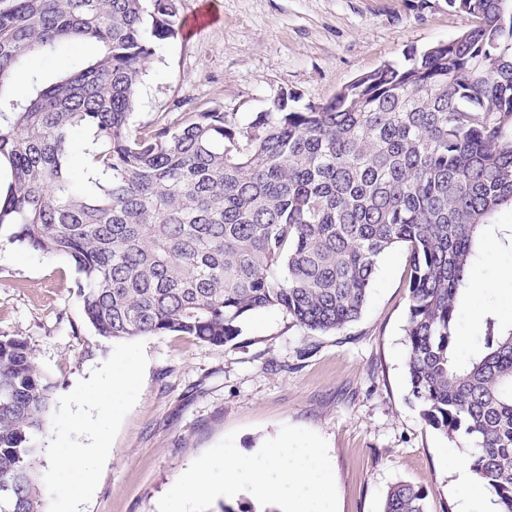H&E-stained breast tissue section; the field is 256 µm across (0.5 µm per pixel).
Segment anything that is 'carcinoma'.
Here are the masks:
<instances>
[{
	"label": "carcinoma",
	"instance_id": "obj_1",
	"mask_svg": "<svg viewBox=\"0 0 512 512\" xmlns=\"http://www.w3.org/2000/svg\"><path fill=\"white\" fill-rule=\"evenodd\" d=\"M178 0H0V192L8 240L70 257L98 335L178 333L227 344L251 312L340 332L378 258L405 245L406 367L427 425L473 444L470 467L512 512V326L485 320L458 355V307L501 207L512 206V0H452L476 20L321 104L280 93L237 123L218 108L133 125L137 87L179 30ZM91 42L86 66L45 82L29 62ZM29 72L32 94L11 77ZM87 139L83 161L72 129ZM55 383L27 342L0 335V484L8 512H44L39 437ZM391 486L383 512H428Z\"/></svg>",
	"mask_w": 512,
	"mask_h": 512
}]
</instances>
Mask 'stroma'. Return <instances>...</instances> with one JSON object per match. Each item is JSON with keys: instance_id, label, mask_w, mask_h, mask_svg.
I'll use <instances>...</instances> for the list:
<instances>
[{"instance_id": "stroma-1", "label": "stroma", "mask_w": 512, "mask_h": 512, "mask_svg": "<svg viewBox=\"0 0 512 512\" xmlns=\"http://www.w3.org/2000/svg\"><path fill=\"white\" fill-rule=\"evenodd\" d=\"M186 28L146 66L133 121L156 126L207 108L237 122L266 110L283 91L323 103L359 74L404 53L457 38L475 24L450 0H179ZM93 44H61L38 60L46 78L80 69ZM512 248L483 250L475 279L490 290L462 304L461 351L480 348L477 304L512 321ZM407 252L377 261L361 318L335 333L303 329L275 308L251 313L225 345L164 334L108 340L85 319L72 259L0 239V334L25 338L56 389L43 450L107 447L88 456L97 481L68 500V483L41 464L46 512H158L179 476L225 435L254 454L282 425L321 435L336 477L338 512H383L390 486L427 493L428 512H458L456 477L446 457L462 442L428 426L409 396L406 369ZM129 367L135 385L110 414L89 399L112 367Z\"/></svg>"}]
</instances>
